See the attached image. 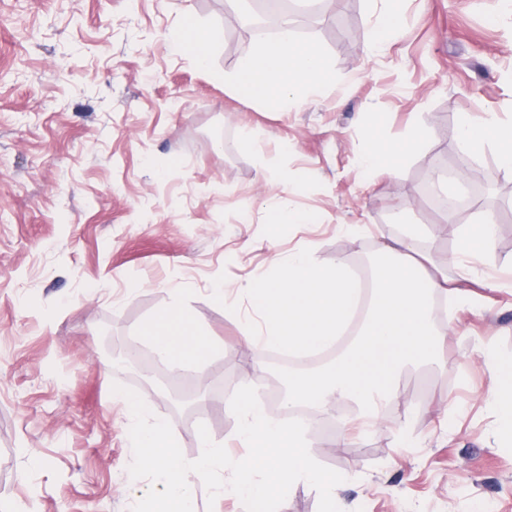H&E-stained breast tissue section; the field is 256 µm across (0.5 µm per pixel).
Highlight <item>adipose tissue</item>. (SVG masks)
<instances>
[{"label":"adipose tissue","mask_w":512,"mask_h":512,"mask_svg":"<svg viewBox=\"0 0 512 512\" xmlns=\"http://www.w3.org/2000/svg\"><path fill=\"white\" fill-rule=\"evenodd\" d=\"M328 69L327 57L315 46L299 44L286 20L271 39L239 58L227 83L246 102L286 109L318 96ZM361 128L359 167L367 178L381 172L399 175L405 152L424 136L415 131L405 147L394 149L376 136L370 123ZM492 133L502 144L499 166L512 172V124L492 129L467 115L461 119L460 136L469 153L480 151ZM422 235L421 225H404L402 236L381 250L367 291L344 261L321 266L305 252L289 258L275 277L262 276L247 286L251 306L263 320L260 332L244 329L242 342L248 348L264 343L298 356L332 349L358 305L367 308L349 351L323 370L289 379L288 407L349 402L364 422L375 423L381 406L399 398L403 371L433 362L440 333L431 307L433 301L453 295V278L444 267L433 274L423 272L417 250ZM143 333L156 355L175 367L201 363L218 348L177 304L147 324ZM483 356L494 364L490 396L500 408L499 426L512 437V365L488 350Z\"/></svg>","instance_id":"1"}]
</instances>
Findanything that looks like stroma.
Masks as SVG:
<instances>
[{"label":"stroma","instance_id":"35a3bbf8","mask_svg":"<svg viewBox=\"0 0 512 512\" xmlns=\"http://www.w3.org/2000/svg\"><path fill=\"white\" fill-rule=\"evenodd\" d=\"M381 0H329L319 27L298 33L331 75L317 99L289 111L247 105L225 85L262 40L224 0H0V504L8 512H132L151 487L131 479L132 418L112 386L135 390L170 422L184 456L195 429L233 457L247 455L230 399L254 384L267 414L310 420L308 448L340 472L347 512H512V446L495 447L492 373L481 355L512 361V173L489 138L473 184L489 193L448 212L433 178L459 155L469 114L512 122V15L501 0H403V32L377 55L368 38ZM211 33L207 66L176 47L190 23ZM380 139L425 138L400 176L366 180L357 156L363 117ZM261 135L260 151L247 142ZM278 183L307 224L272 234ZM495 218L494 257L475 260L465 301L435 304L445 338L434 363L405 373L402 401L339 435L352 404L282 403L284 363L240 336L256 277L305 249L317 264L369 268L400 233L425 225L419 248L435 264L458 249L481 210ZM223 287L235 308L217 303ZM179 296H172V289ZM180 303L224 343L202 368L206 393L164 364L160 390L113 365L111 348L144 346V325ZM265 374L254 379L253 363Z\"/></svg>","mask_w":512,"mask_h":512}]
</instances>
